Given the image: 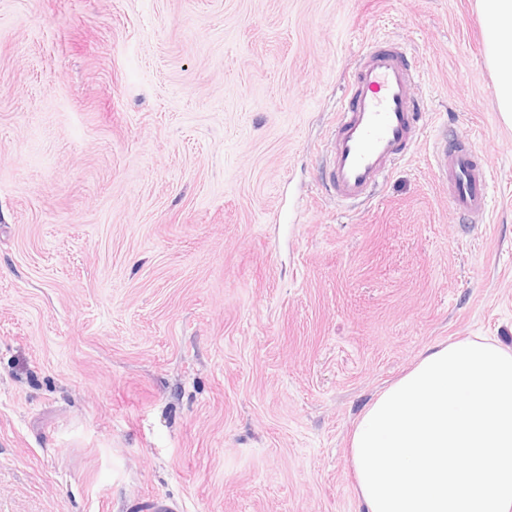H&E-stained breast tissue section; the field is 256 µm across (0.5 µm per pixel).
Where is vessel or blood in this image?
Masks as SVG:
<instances>
[{"instance_id":"b4317fda","label":"vessel or blood","mask_w":512,"mask_h":512,"mask_svg":"<svg viewBox=\"0 0 512 512\" xmlns=\"http://www.w3.org/2000/svg\"><path fill=\"white\" fill-rule=\"evenodd\" d=\"M413 70L407 52L378 40L362 53L336 113V134L321 171L324 187L338 202L359 203L381 187L392 167L408 154L425 124L427 107L413 96ZM477 149L440 136L433 154L438 174L448 184V204L461 216L486 215L490 186Z\"/></svg>"}]
</instances>
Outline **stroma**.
I'll use <instances>...</instances> for the list:
<instances>
[{
	"label": "stroma",
	"instance_id": "obj_1",
	"mask_svg": "<svg viewBox=\"0 0 512 512\" xmlns=\"http://www.w3.org/2000/svg\"><path fill=\"white\" fill-rule=\"evenodd\" d=\"M429 108L320 182L363 49ZM493 186L466 230L440 129ZM512 350V125L475 0H0V512H364L348 437L428 347ZM467 340L469 341H476V342H479V343H485V344H490V345H494V346H498L499 348H501L504 352L506 351L509 355H511L512 357V352L505 349L504 347H502L498 342L496 341H491L487 338H462V339H456V340H453V341H449L448 343H441V344H438V345H435L431 348H429L428 350H426L417 360V362L414 364V366L407 372L405 373L404 375H402L400 378H398L396 381H394L391 385H389L387 388H385L371 403L370 405L363 411V413L360 415V417L357 419L356 423L354 424V427H353V430L351 432V435H350V440H349V451H348V454H349V460H350V465H351V468H352V471H353V475H354V480H355V488H356V493H357V496L358 498L360 499V501L362 502V504L364 505V508H365V512H372L371 508L369 507V505L367 504V501L365 500L366 497L363 496V491H362V487L360 485V479H359V476H358V472H357V467H356V464L354 463L355 462V459H354V455H355V451H354V446L355 444L353 443V440L354 439V435H355V431L359 433L360 429H358V426L360 425L361 422H363V418H365L364 416H366V414L373 408L374 404L377 402V400H379L380 396L383 395L388 389H390L391 387L395 386L396 383H398L402 378L406 377L408 374H410V372L414 371L416 369V367H419L420 366V363L428 356H433L434 353H437L439 351H441L442 349H444L445 347H447L448 345L450 344H453V343H457L458 341L460 342H466ZM497 347V348H498ZM424 360V361H425ZM378 403V402H377Z\"/></svg>",
	"mask_w": 512,
	"mask_h": 512
}]
</instances>
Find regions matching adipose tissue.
Masks as SVG:
<instances>
[{
  "mask_svg": "<svg viewBox=\"0 0 512 512\" xmlns=\"http://www.w3.org/2000/svg\"><path fill=\"white\" fill-rule=\"evenodd\" d=\"M485 23V60L499 112L512 119V0H476Z\"/></svg>",
  "mask_w": 512,
  "mask_h": 512,
  "instance_id": "ef3b65f1",
  "label": "adipose tissue"
}]
</instances>
